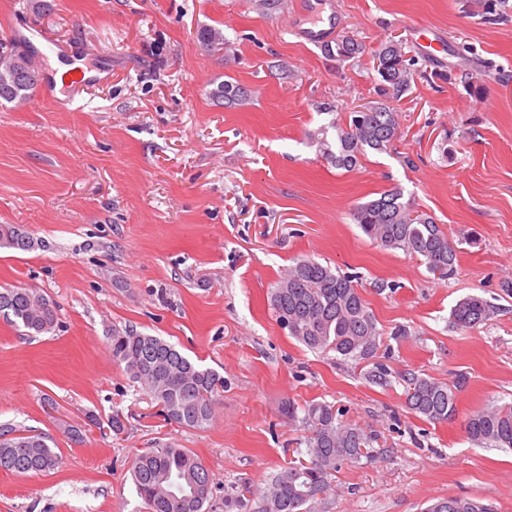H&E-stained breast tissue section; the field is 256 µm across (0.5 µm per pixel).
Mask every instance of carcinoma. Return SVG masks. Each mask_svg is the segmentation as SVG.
<instances>
[{
    "mask_svg": "<svg viewBox=\"0 0 512 512\" xmlns=\"http://www.w3.org/2000/svg\"><path fill=\"white\" fill-rule=\"evenodd\" d=\"M506 0H484L486 19H499ZM362 45L345 37L324 52L338 61L358 55ZM382 80L383 101L366 110L349 112L348 121L333 120L336 140L320 139L322 155L338 168L349 169L371 149L384 152L397 137L398 112L391 103L409 91L417 73L416 60L402 44L388 39L375 51ZM41 81V72L30 66L26 47L0 41V101L27 102ZM217 94L232 104L247 100L249 92L237 83L224 82ZM354 221L377 245L399 249L424 261L430 273L447 280L456 273V249L432 216L415 209L414 203L394 187L355 207ZM0 243L19 251L34 247L30 234L15 224L0 225ZM271 306L279 325L312 350L334 351L345 358H366L378 349L379 330L374 315L353 283L331 266L311 257L297 259L271 293ZM26 335L49 333L55 327L54 305L44 295L27 288H0V314ZM492 306L477 295L467 296L451 311L453 322L470 328L486 322ZM112 359L123 365L134 382L160 406L165 420L181 427L203 429L215 416L224 392V378L193 363L179 349L157 336L129 328H113L108 336ZM406 383L409 408L433 423L452 421L457 415L456 395L445 383L417 376ZM300 422L305 431L309 460L291 463L273 476L257 499L254 512H316L330 490L332 476L348 463L365 457L361 449L371 436L341 419L326 402L303 407ZM464 428L477 446L512 449V406L471 413ZM59 456L40 434L0 431V471L14 474H46L55 470ZM132 481L147 512H208L212 479L203 461L184 448L162 444L137 455ZM228 491L224 512L246 506L244 493ZM425 512H493L481 499L448 497L431 503Z\"/></svg>",
    "mask_w": 512,
    "mask_h": 512,
    "instance_id": "obj_1",
    "label": "carcinoma"
}]
</instances>
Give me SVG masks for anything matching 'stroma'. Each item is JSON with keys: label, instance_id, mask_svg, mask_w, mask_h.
I'll use <instances>...</instances> for the list:
<instances>
[{"label": "stroma", "instance_id": "obj_1", "mask_svg": "<svg viewBox=\"0 0 512 512\" xmlns=\"http://www.w3.org/2000/svg\"><path fill=\"white\" fill-rule=\"evenodd\" d=\"M294 2L48 0L37 12L0 0L18 5V34L45 29L112 66L110 82L63 107L39 95L0 103V224L36 242L0 245V287L37 290L58 317L31 337L0 316V429L41 434L61 457L47 474L0 471V512H145L132 460L164 443L202 459L224 512L231 485L260 490L305 459L306 433L284 408L312 401L378 436L318 512H423L455 496L512 512V450L476 446L464 430L469 414L512 404V9L489 22L482 0H335V38L363 46L339 64L291 34ZM416 26L447 38L443 62L420 53ZM208 27L223 31V50L202 43ZM387 39L419 71L397 104L398 137L336 168L316 139L332 116L379 101L373 54ZM227 81L250 99L218 98ZM323 102L335 115L319 113ZM395 186L454 243L453 278L354 222L357 204ZM301 256L354 276L381 333L375 356L309 350L276 322L271 290ZM469 295L494 315L456 327L451 310ZM115 327L163 338L223 377L210 425L164 420L113 361ZM409 374L454 387L455 420L413 413Z\"/></svg>", "mask_w": 512, "mask_h": 512}]
</instances>
